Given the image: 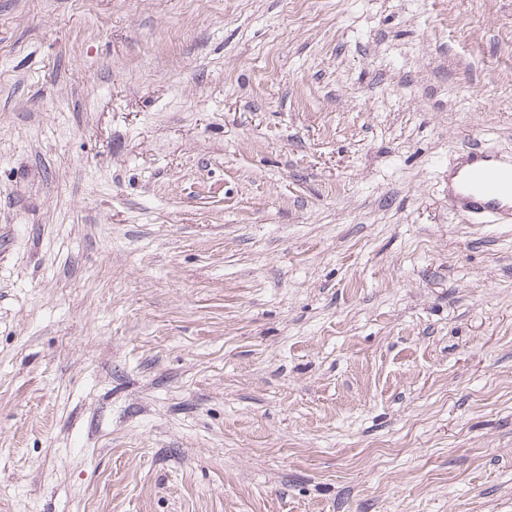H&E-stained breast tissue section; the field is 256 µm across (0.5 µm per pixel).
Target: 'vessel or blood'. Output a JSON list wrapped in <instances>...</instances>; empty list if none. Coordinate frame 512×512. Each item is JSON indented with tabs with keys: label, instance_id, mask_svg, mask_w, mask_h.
Returning <instances> with one entry per match:
<instances>
[{
	"label": "vessel or blood",
	"instance_id": "vessel-or-blood-1",
	"mask_svg": "<svg viewBox=\"0 0 512 512\" xmlns=\"http://www.w3.org/2000/svg\"><path fill=\"white\" fill-rule=\"evenodd\" d=\"M448 210L465 221L512 222V156L467 147L448 168Z\"/></svg>",
	"mask_w": 512,
	"mask_h": 512
}]
</instances>
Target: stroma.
Instances as JSON below:
<instances>
[{
	"instance_id": "stroma-1",
	"label": "stroma",
	"mask_w": 512,
	"mask_h": 512,
	"mask_svg": "<svg viewBox=\"0 0 512 512\" xmlns=\"http://www.w3.org/2000/svg\"><path fill=\"white\" fill-rule=\"evenodd\" d=\"M512 0H0V512H512ZM448 210L465 221L512 222V156L467 147L448 167Z\"/></svg>"
}]
</instances>
